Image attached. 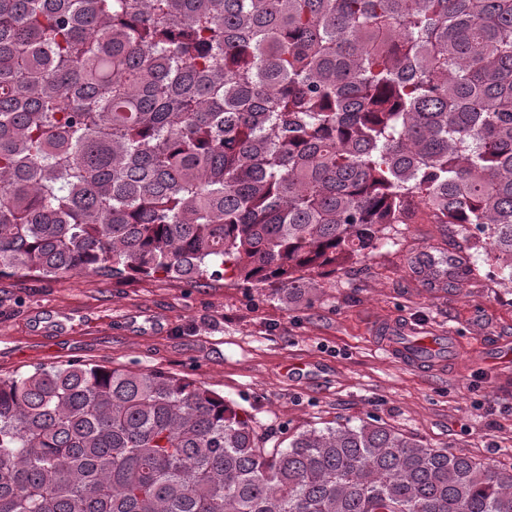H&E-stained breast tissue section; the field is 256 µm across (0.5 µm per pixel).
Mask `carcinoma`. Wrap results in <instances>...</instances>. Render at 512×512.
Instances as JSON below:
<instances>
[{
  "label": "carcinoma",
  "instance_id": "obj_1",
  "mask_svg": "<svg viewBox=\"0 0 512 512\" xmlns=\"http://www.w3.org/2000/svg\"><path fill=\"white\" fill-rule=\"evenodd\" d=\"M416 200L492 261L445 286L512 283V0H0V276L308 305ZM0 512H512V466L72 362L0 375Z\"/></svg>",
  "mask_w": 512,
  "mask_h": 512
}]
</instances>
